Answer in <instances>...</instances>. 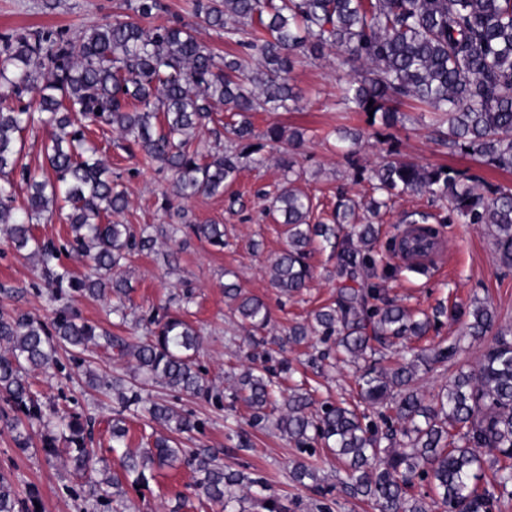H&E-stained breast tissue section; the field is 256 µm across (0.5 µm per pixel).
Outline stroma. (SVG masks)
<instances>
[{
  "instance_id": "1",
  "label": "stroma",
  "mask_w": 512,
  "mask_h": 512,
  "mask_svg": "<svg viewBox=\"0 0 512 512\" xmlns=\"http://www.w3.org/2000/svg\"><path fill=\"white\" fill-rule=\"evenodd\" d=\"M164 2L166 10L154 17V24L180 20L195 28L214 53L229 51L223 36L208 26L204 15L193 11L191 0ZM125 11L124 0H0V34L48 27L72 36L89 26L112 21ZM292 77L299 94L294 110L258 112L253 114L252 122L259 131L271 124L303 131L304 143L296 155L302 175L295 186L311 197L315 218H329L339 199L369 200L374 185L371 169L395 154L424 166L444 165L480 176L488 183L512 187V173L488 169L472 157L450 152L441 145L429 113L410 102L399 108L400 121L392 131L394 146L372 137L355 156L346 157L338 148L339 130L364 131L368 125L364 113L346 110L341 102L343 73L336 68L334 50H324L316 59L298 60ZM89 138L111 171L120 174L127 192L128 207L112 215V222L147 227L157 240L152 252L133 255L122 268L132 288L125 301L127 323L120 328V335L138 338L144 334L150 315L186 307V320L201 335L199 363L224 395L220 405L184 395L175 399L178 409L203 423L201 429L183 436L184 447L223 449L226 465L264 475L288 512H316L315 496L291 477L295 464L307 458L274 423L249 426V409L232 395L233 376L248 367L249 356L264 355L273 337L285 334L295 323L311 321L314 311L334 302L339 286L335 259L330 251L319 248L309 257L313 277L302 293L288 298L270 283L269 262L285 248L286 239L261 195L283 182L279 147L264 149L263 165L241 163L224 195H201L187 202L196 223L223 225L227 244L220 249L185 232H170V218L163 208L164 200L175 194L169 173L160 171L158 165L129 157L119 149V136L110 127L93 129ZM414 210L438 214L442 208L429 195L420 194L402 196L392 209L381 211L374 252L384 262L397 266L392 244L404 228L402 215ZM437 230L447 244L440 267L428 276L399 269L395 276L381 282L388 299L429 312L440 305L466 306L477 298L496 311L500 324L512 325V267L499 261L487 228L441 224ZM233 281L269 309L271 322L263 333L251 334L233 316V304L224 296L225 283ZM40 285L36 258L29 252L16 251L0 234V288L14 291L12 298H0V311L47 317L50 306L39 292ZM319 343V337L311 336L306 343L282 351V359L290 361L295 369L294 382H306L318 403L328 399L353 401V368L341 365L319 375L306 365L308 353ZM30 381L48 406L94 413L102 419L111 415L112 397L89 388L68 354H61L59 367L32 373ZM4 408L0 402V472L11 476L19 493L35 488L42 512H91L89 487L66 467L65 453L48 457L37 446L21 451L6 424ZM243 433L250 440L246 448L239 445ZM310 459L318 470L328 512H372L367 503L341 492L345 468L325 449H318ZM195 480L192 468L181 465L158 471L147 487L137 490L124 486L125 512H168L175 505L181 512H248L250 504L244 499L224 508L194 496Z\"/></svg>"
}]
</instances>
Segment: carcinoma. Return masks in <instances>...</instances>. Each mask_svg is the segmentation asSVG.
Masks as SVG:
<instances>
[{"mask_svg": "<svg viewBox=\"0 0 512 512\" xmlns=\"http://www.w3.org/2000/svg\"><path fill=\"white\" fill-rule=\"evenodd\" d=\"M195 10L208 25L239 47L215 54L199 41L195 30L175 20L145 27L162 8L161 0H132L133 15H118L74 37L40 28L26 34L0 35V175L15 170L22 153L20 134L36 124L55 129L44 145L46 169L26 175V204L15 206L13 185L0 183V224L13 247L38 259L53 306L44 321L25 313L0 314V396L13 412L10 423L17 448L32 447L34 428L43 427L42 449L52 455L62 447L73 473L88 479L96 503L111 504L122 496V481L146 486L155 471L177 464L197 474L195 495L224 506L234 501L232 488L246 484L267 490L260 476L224 466L222 452L182 448L163 434L147 436L140 452L125 449L121 419L111 424L112 451L120 473L99 472L93 448L95 419L75 413L46 411L32 391L30 373L60 365L58 351L79 361L87 383L117 395L150 422L175 433H190L202 422L170 401L143 395L145 381H157L170 392L210 399L214 393L197 362L199 332L183 317L165 313L148 321L151 329L140 342L114 335L90 323L68 306H56L70 292L117 299L112 313L125 318L123 299L129 285L112 276L121 259L152 248L155 239L143 228L104 223L123 212L126 192L89 142L85 129L105 125L119 131L146 164L170 172L176 196L222 195L243 158L263 162L266 144H282L284 175L295 174L303 134L284 135L271 125L255 132L248 117L256 112H289L297 100L291 72L298 57L317 58L336 50V65L347 70L344 105L373 113L370 127L392 128L395 105L416 102L447 125L444 142L453 152L512 172V0H195ZM33 93L25 106L15 102ZM240 117L215 133L214 144L202 153L192 148L197 134L212 121L216 107ZM374 190L382 199L367 210L377 214L387 201L404 193L425 192L445 204L443 224H484L503 265L512 267V189L442 166H419L394 158L374 171ZM69 208L70 252L85 259L94 275L79 279L61 261L62 248L41 241L33 224ZM287 248L271 259L270 282L292 296L312 276L307 258L315 243L333 250L338 274L356 280L358 272H377L373 245L379 228L355 222L359 204L339 202L330 224L310 222L308 195L284 186L272 196ZM171 219L215 247H224V225L197 224L189 213L167 202ZM434 215L412 212L409 224H422L419 239L435 238L428 227ZM224 295L236 301L234 313L253 330L267 327L264 302L247 296L236 283L224 284ZM458 309L443 307L416 318L408 308L384 298V289L346 286L335 305L318 309L312 323L288 329V343L299 346L314 333L333 340V347L309 355L307 362L323 369L338 353L356 368L359 402L378 410L384 427L370 414L343 402H326L310 411V393L283 390L280 374H291L287 361L279 366L250 367L238 378L236 392L252 409L251 424L269 418L267 409L282 406L279 431L308 454L323 443L346 467L347 493L370 503L376 512H497L501 498L482 490L478 481L485 466L493 481L512 496V327L499 324L490 306L472 301L464 334L446 346L411 347L395 367L374 358V344L394 339H423L439 317H456ZM493 335L477 368L459 370L431 399L415 387L418 368L431 369L455 358L461 342ZM111 350L116 358L132 357L137 373L129 379L107 377L82 358L89 346ZM391 410L395 419L385 417ZM295 481L319 494L316 470L299 463ZM424 482L430 492L416 491ZM114 492H109V489ZM36 491L22 498L10 477L0 474V512H36Z\"/></svg>", "mask_w": 512, "mask_h": 512, "instance_id": "carcinoma-1", "label": "carcinoma"}]
</instances>
